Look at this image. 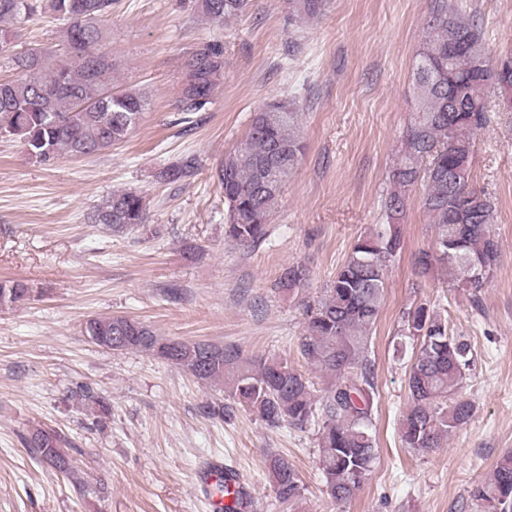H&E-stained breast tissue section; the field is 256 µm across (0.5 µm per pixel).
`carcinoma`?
<instances>
[{
	"label": "carcinoma",
	"instance_id": "1",
	"mask_svg": "<svg viewBox=\"0 0 512 512\" xmlns=\"http://www.w3.org/2000/svg\"><path fill=\"white\" fill-rule=\"evenodd\" d=\"M215 22L244 13L250 0H188ZM113 0H50L65 21L62 59L40 48L13 58L16 75L0 79V135L18 140L27 155L43 164L63 157H92L126 141L148 105L136 88L112 86V58L100 51L102 19ZM324 0H290L289 18L314 17ZM38 8L37 0H0V22L21 21ZM181 122L208 110L224 70V48L206 42L187 55ZM419 111L407 128L400 159L391 170L382 204L385 224L358 239L336 271L324 295L304 307L306 329L298 348L306 364L329 378L320 397L302 373L275 358L247 356L234 344L177 341L150 326L124 317H94L84 333L106 340L122 336L111 351L151 353L194 378L224 383L230 396L267 426L287 423L318 427L320 469L327 494L336 502L352 499L376 459L373 433L376 385L370 357L371 330L383 301L388 262L401 248L397 226L409 195L425 191L421 207L434 224L432 248L417 259L419 272L434 265L448 269V287L479 292L493 278L499 259L492 234L495 206L473 187L475 136L489 112V94L512 95V54L491 64L478 19L468 18L452 0H430L426 35L415 69ZM303 150V113L284 97L254 113L244 141L224 155L213 177L224 192V237L249 247L265 239L284 188ZM196 158L164 167L159 177L179 181L195 173ZM147 205L134 190L116 192L94 213L92 222L115 232L145 226ZM481 273L466 278V267ZM307 280L301 266L286 269L277 286L291 291ZM30 290L21 281L0 282V307L24 302ZM401 322L418 342L408 373L411 406L403 425L405 447L418 454L443 447L448 436L467 423L472 405L460 390L473 364L470 343L448 334V326L426 304L402 312ZM26 447L54 469L67 473L71 460L66 440L55 430L35 428L23 436ZM275 499L298 504L303 486L293 465L267 453ZM218 491L232 497L223 512H239L240 494L226 477ZM466 512H512V452L496 463L492 475L469 491Z\"/></svg>",
	"mask_w": 512,
	"mask_h": 512
}]
</instances>
